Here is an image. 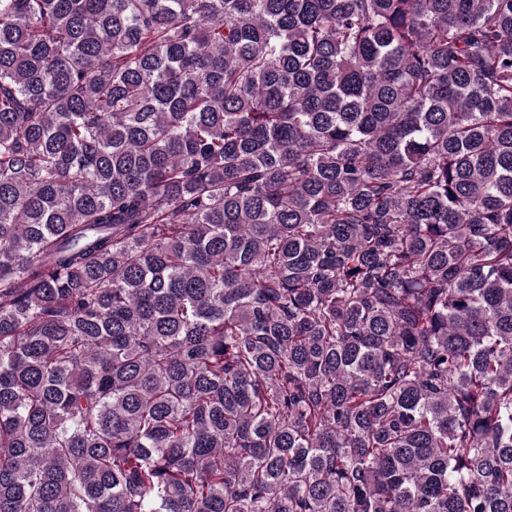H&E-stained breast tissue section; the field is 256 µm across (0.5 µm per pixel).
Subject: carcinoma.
I'll return each mask as SVG.
<instances>
[{
  "label": "carcinoma",
  "mask_w": 512,
  "mask_h": 512,
  "mask_svg": "<svg viewBox=\"0 0 512 512\" xmlns=\"http://www.w3.org/2000/svg\"><path fill=\"white\" fill-rule=\"evenodd\" d=\"M0 512H512V0H0Z\"/></svg>",
  "instance_id": "carcinoma-1"
}]
</instances>
